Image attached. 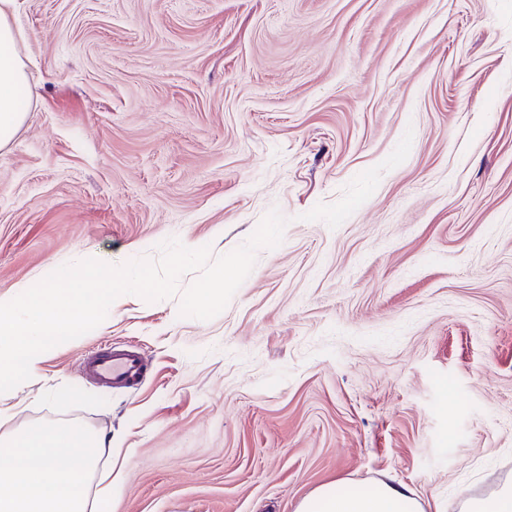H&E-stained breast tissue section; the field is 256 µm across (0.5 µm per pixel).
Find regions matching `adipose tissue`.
Wrapping results in <instances>:
<instances>
[{"mask_svg": "<svg viewBox=\"0 0 512 512\" xmlns=\"http://www.w3.org/2000/svg\"><path fill=\"white\" fill-rule=\"evenodd\" d=\"M22 0H0V150L8 146L31 109L33 90L18 52L24 33L18 25ZM103 437L81 425L36 424L0 442L9 462L0 467V512H85L88 478L112 482L99 469ZM67 467H60V458ZM296 512H424L404 486L385 480L367 486L339 481L321 484Z\"/></svg>", "mask_w": 512, "mask_h": 512, "instance_id": "adipose-tissue-1", "label": "adipose tissue"}]
</instances>
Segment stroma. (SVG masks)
Returning a JSON list of instances; mask_svg holds the SVG:
<instances>
[{"label":"stroma","instance_id":"stroma-1","mask_svg":"<svg viewBox=\"0 0 512 512\" xmlns=\"http://www.w3.org/2000/svg\"><path fill=\"white\" fill-rule=\"evenodd\" d=\"M33 104L0 150V294L85 258L241 245L208 321L127 295L0 436L111 439L112 512H296L394 480L424 512L512 477V0H23ZM146 380L79 375L101 342Z\"/></svg>","mask_w":512,"mask_h":512}]
</instances>
